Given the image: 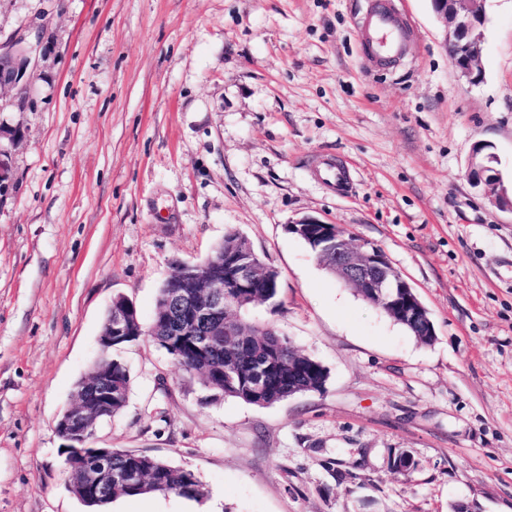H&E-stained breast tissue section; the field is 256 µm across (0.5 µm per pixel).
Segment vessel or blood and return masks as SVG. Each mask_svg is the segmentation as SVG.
<instances>
[{
    "label": "vessel or blood",
    "instance_id": "1",
    "mask_svg": "<svg viewBox=\"0 0 512 512\" xmlns=\"http://www.w3.org/2000/svg\"><path fill=\"white\" fill-rule=\"evenodd\" d=\"M364 41L368 51L381 62L402 59L407 54L405 27L391 6L390 0H373L366 16ZM325 184L336 186L348 177L347 171L334 161L318 158L312 164Z\"/></svg>",
    "mask_w": 512,
    "mask_h": 512
}]
</instances>
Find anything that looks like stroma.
Instances as JSON below:
<instances>
[{
	"mask_svg": "<svg viewBox=\"0 0 512 512\" xmlns=\"http://www.w3.org/2000/svg\"><path fill=\"white\" fill-rule=\"evenodd\" d=\"M368 0H0L43 30L30 103L0 97V512H86L55 432L120 295L151 320L172 268L244 236L278 273L248 317L321 363L322 390L260 407L113 347L125 411L96 444L192 471L199 500L105 512H512V213L466 181L474 144L512 179V0H487L483 75L451 66L431 0H397L408 56L363 54ZM314 153L353 174L312 180ZM378 246L428 309L423 344L328 274L288 226ZM407 451L417 466L393 468Z\"/></svg>",
	"mask_w": 512,
	"mask_h": 512,
	"instance_id": "stroma-1",
	"label": "stroma"
}]
</instances>
